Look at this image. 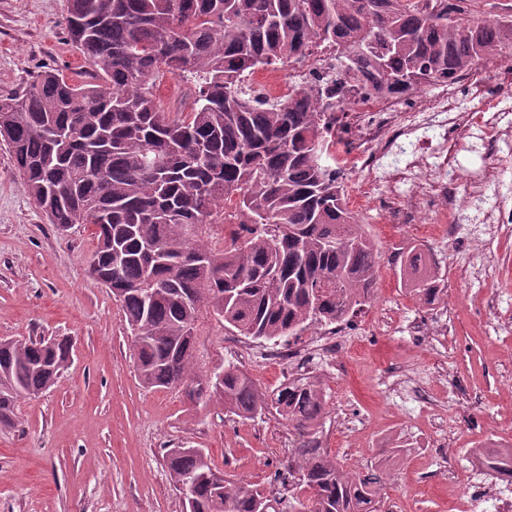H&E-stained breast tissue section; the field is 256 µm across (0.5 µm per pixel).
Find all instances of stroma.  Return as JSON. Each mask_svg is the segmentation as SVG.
I'll list each match as a JSON object with an SVG mask.
<instances>
[{
  "label": "stroma",
  "instance_id": "obj_1",
  "mask_svg": "<svg viewBox=\"0 0 512 512\" xmlns=\"http://www.w3.org/2000/svg\"><path fill=\"white\" fill-rule=\"evenodd\" d=\"M67 0H0V98L49 68L87 83L93 68L70 41ZM451 156L454 213L390 191L374 168ZM500 181L470 198L489 162ZM347 201L380 250L376 296L351 325L349 349L316 357L326 390L322 440L344 470L385 478L383 512H495L471 484V451L512 438V228L476 234L472 218L512 198V143L482 146L470 124L444 131L409 125L385 157L345 171ZM95 228L59 231L35 208L0 141V337L71 339L72 361L39 397L19 402V422L0 428V512H183L162 456L201 448L238 480L267 484L288 466L295 436L280 418L249 420L215 400L190 403L179 388H147L130 358L120 304L89 273ZM434 260L440 303L420 306L403 275L408 253ZM206 316L203 368L243 369L271 389L292 373L250 340ZM453 446H446V439Z\"/></svg>",
  "mask_w": 512,
  "mask_h": 512
}]
</instances>
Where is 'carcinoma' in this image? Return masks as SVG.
I'll return each mask as SVG.
<instances>
[{"mask_svg":"<svg viewBox=\"0 0 512 512\" xmlns=\"http://www.w3.org/2000/svg\"><path fill=\"white\" fill-rule=\"evenodd\" d=\"M488 0H68L70 40L95 68L74 84L40 71L0 99V139L49 223L96 227L90 274L121 302L133 361L149 388L190 386L244 420L281 417L297 437L272 490L237 481L202 448L163 460L193 512H381L383 477L340 468L320 446V378L296 373L271 390L234 365L202 371L199 321L209 312L242 336L276 345L345 322L374 298L379 253L323 164L348 93L412 96L448 85L483 58L512 54V8ZM328 51L336 87L299 85L269 100L258 69ZM191 73L188 112H169L157 81ZM231 207L224 244L218 209ZM424 306L440 273L412 254L404 267ZM71 345L0 339V425L20 399L47 391Z\"/></svg>","mask_w":512,"mask_h":512,"instance_id":"carcinoma-1","label":"carcinoma"}]
</instances>
